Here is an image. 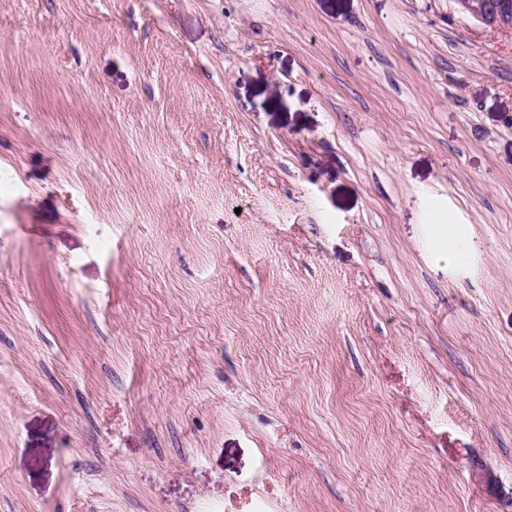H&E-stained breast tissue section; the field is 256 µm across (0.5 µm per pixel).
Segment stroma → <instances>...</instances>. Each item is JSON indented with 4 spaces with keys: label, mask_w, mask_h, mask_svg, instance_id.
Returning <instances> with one entry per match:
<instances>
[{
    "label": "stroma",
    "mask_w": 512,
    "mask_h": 512,
    "mask_svg": "<svg viewBox=\"0 0 512 512\" xmlns=\"http://www.w3.org/2000/svg\"><path fill=\"white\" fill-rule=\"evenodd\" d=\"M0 512H512V35L0 0Z\"/></svg>",
    "instance_id": "1"
}]
</instances>
